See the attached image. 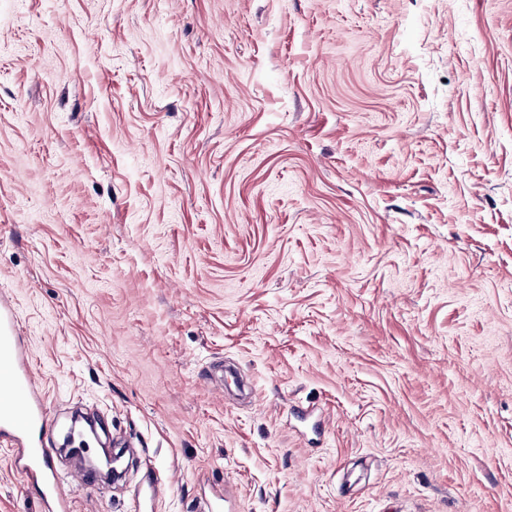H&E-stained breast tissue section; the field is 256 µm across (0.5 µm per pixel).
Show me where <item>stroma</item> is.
<instances>
[{"label": "stroma", "instance_id": "obj_1", "mask_svg": "<svg viewBox=\"0 0 512 512\" xmlns=\"http://www.w3.org/2000/svg\"><path fill=\"white\" fill-rule=\"evenodd\" d=\"M1 294L72 512H512V0H0Z\"/></svg>", "mask_w": 512, "mask_h": 512}]
</instances>
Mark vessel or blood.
<instances>
[{
    "instance_id": "obj_1",
    "label": "vessel or blood",
    "mask_w": 512,
    "mask_h": 512,
    "mask_svg": "<svg viewBox=\"0 0 512 512\" xmlns=\"http://www.w3.org/2000/svg\"><path fill=\"white\" fill-rule=\"evenodd\" d=\"M57 425L40 391L31 352L11 299L0 297V435L14 451V465L41 485L42 512H68L70 488L92 483L82 470H61L52 441Z\"/></svg>"
}]
</instances>
